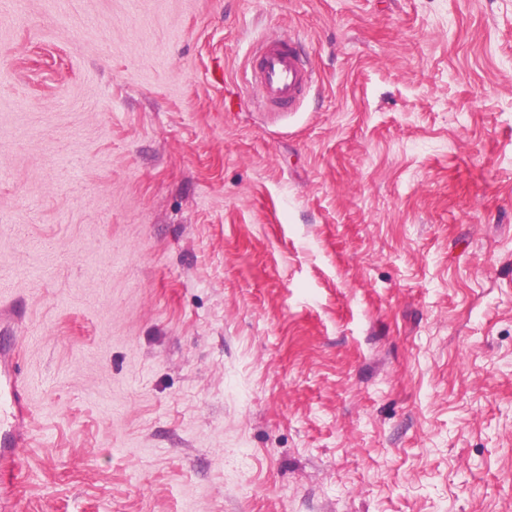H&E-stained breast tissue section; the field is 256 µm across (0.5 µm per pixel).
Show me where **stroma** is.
<instances>
[{
  "instance_id": "obj_1",
  "label": "stroma",
  "mask_w": 512,
  "mask_h": 512,
  "mask_svg": "<svg viewBox=\"0 0 512 512\" xmlns=\"http://www.w3.org/2000/svg\"><path fill=\"white\" fill-rule=\"evenodd\" d=\"M0 300L10 512H512V0H0ZM254 80L267 105L288 109L304 91L311 74L301 64L292 41L275 39L263 46ZM0 488L3 492L16 478L15 463L24 445L23 430L28 409L16 386L19 353H0ZM10 397L8 407L2 401Z\"/></svg>"
}]
</instances>
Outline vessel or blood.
Wrapping results in <instances>:
<instances>
[{
    "label": "vessel or blood",
    "instance_id": "1",
    "mask_svg": "<svg viewBox=\"0 0 512 512\" xmlns=\"http://www.w3.org/2000/svg\"><path fill=\"white\" fill-rule=\"evenodd\" d=\"M311 79L292 41L271 40L262 48L254 80L267 105L290 108ZM17 351L0 355V488L11 486L16 478L15 463L24 445L23 430L28 409L16 386Z\"/></svg>",
    "mask_w": 512,
    "mask_h": 512
}]
</instances>
